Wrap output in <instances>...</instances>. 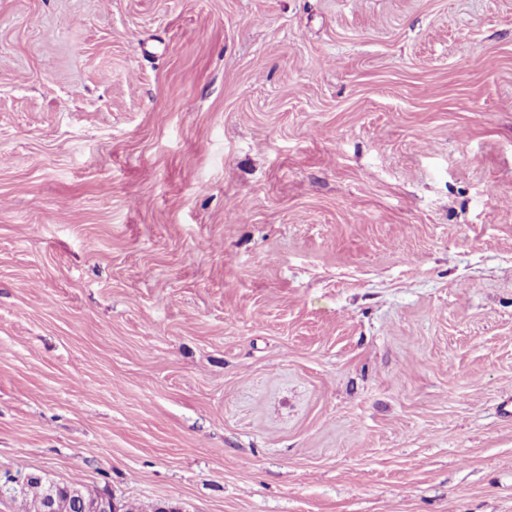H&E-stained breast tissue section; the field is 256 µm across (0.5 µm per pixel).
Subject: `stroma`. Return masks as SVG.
Returning <instances> with one entry per match:
<instances>
[{
    "label": "stroma",
    "mask_w": 512,
    "mask_h": 512,
    "mask_svg": "<svg viewBox=\"0 0 512 512\" xmlns=\"http://www.w3.org/2000/svg\"><path fill=\"white\" fill-rule=\"evenodd\" d=\"M512 0H0V475L145 512H512Z\"/></svg>",
    "instance_id": "35a3bbf8"
}]
</instances>
